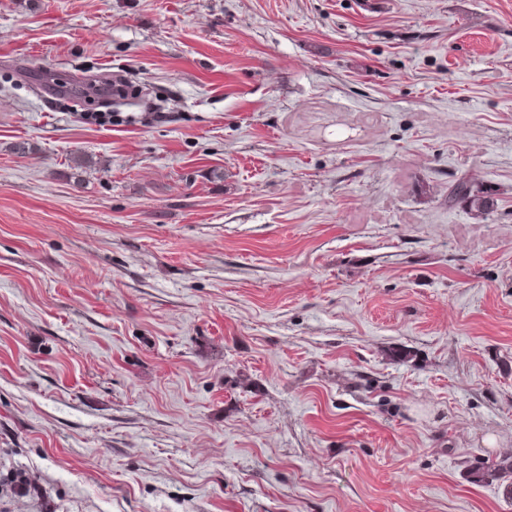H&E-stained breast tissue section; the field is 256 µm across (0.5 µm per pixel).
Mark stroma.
Returning <instances> with one entry per match:
<instances>
[{
    "instance_id": "1",
    "label": "stroma",
    "mask_w": 512,
    "mask_h": 512,
    "mask_svg": "<svg viewBox=\"0 0 512 512\" xmlns=\"http://www.w3.org/2000/svg\"><path fill=\"white\" fill-rule=\"evenodd\" d=\"M0 512H512V0H0ZM493 191L490 187L477 183L470 178H460L448 193V202L465 203L474 215H484L492 202Z\"/></svg>"
}]
</instances>
